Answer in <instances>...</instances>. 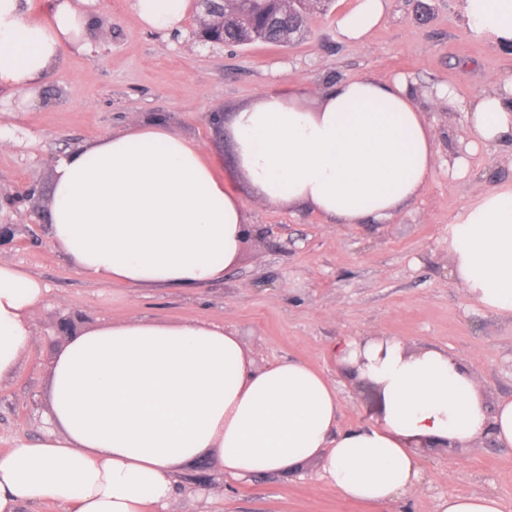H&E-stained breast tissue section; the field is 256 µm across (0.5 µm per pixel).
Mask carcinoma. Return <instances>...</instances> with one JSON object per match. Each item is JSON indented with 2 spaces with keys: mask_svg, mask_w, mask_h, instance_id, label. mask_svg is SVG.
<instances>
[{
  "mask_svg": "<svg viewBox=\"0 0 512 512\" xmlns=\"http://www.w3.org/2000/svg\"><path fill=\"white\" fill-rule=\"evenodd\" d=\"M276 0H227L224 3V35L236 40L254 30L262 32L269 43L278 42L285 14L275 7Z\"/></svg>",
  "mask_w": 512,
  "mask_h": 512,
  "instance_id": "cac0c4a2",
  "label": "carcinoma"
}]
</instances>
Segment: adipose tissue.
<instances>
[{
    "label": "adipose tissue",
    "instance_id": "1",
    "mask_svg": "<svg viewBox=\"0 0 512 512\" xmlns=\"http://www.w3.org/2000/svg\"><path fill=\"white\" fill-rule=\"evenodd\" d=\"M389 0H355L336 16L362 45ZM190 0H133L147 29L180 26ZM467 31L512 51V0H463ZM89 21L70 0L50 18L0 0V85L45 81L81 44ZM476 142L512 139V67L468 111ZM237 171L263 200L303 205L342 224L387 220L424 189L438 162L431 128L406 81L370 76L318 96L288 83L230 118ZM49 236L88 279L138 292L197 289L236 265L245 202L215 159L169 124L143 121L71 153L55 170ZM451 271L488 312L512 318V185L484 192L453 224ZM44 284L0 261V383L34 340ZM333 357L378 396L373 423L339 430L338 392L300 360L255 367L230 329L155 319L109 321L68 339L49 372L45 432L0 453V512H164L180 467L215 457L243 479L317 459L344 498L372 507L419 481L417 450L466 448L491 436L512 447V399L489 400L447 351L393 337L347 338Z\"/></svg>",
    "mask_w": 512,
    "mask_h": 512
}]
</instances>
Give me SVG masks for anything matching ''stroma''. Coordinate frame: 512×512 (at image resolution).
Masks as SVG:
<instances>
[{
	"label": "stroma",
	"mask_w": 512,
	"mask_h": 512,
	"mask_svg": "<svg viewBox=\"0 0 512 512\" xmlns=\"http://www.w3.org/2000/svg\"><path fill=\"white\" fill-rule=\"evenodd\" d=\"M355 0L314 6L305 36L289 46L201 41L199 11L180 29L153 31L134 18L132 0H76L88 16L87 46L65 51V64L34 94L0 87V242L7 260L48 288L37 336L16 375L0 384V451L36 440L47 410L49 369L66 335L88 324L149 317L222 325L239 336L255 366L298 359L336 386L340 429L377 414L372 385L331 355L343 337L390 336L412 349L448 351L475 372L494 400L512 398V321L481 310L450 277L448 234L479 191L512 183V143L470 150L467 109L512 56L470 35L462 0H389L366 45L341 41L338 13ZM407 79L435 137L438 164L423 192L388 221L332 224L304 207L256 200L234 179L229 139L209 115L229 113L293 82L318 94L362 76ZM453 89L452 100L435 95ZM155 120L172 125L219 156L234 179L251 228L238 264L198 290L147 288L131 294L76 273L49 238L47 213L55 165L100 137ZM466 158L468 171L448 165ZM33 189L31 197L22 192ZM422 480L401 499L374 509L342 498L309 460L289 475L250 480L223 475L214 460L184 464V492L166 512H436L440 498L492 494L512 512V448L483 440L467 448H423Z\"/></svg>",
	"instance_id": "obj_1"
}]
</instances>
